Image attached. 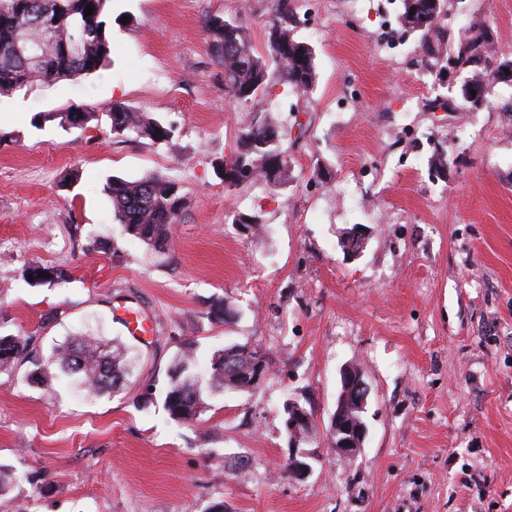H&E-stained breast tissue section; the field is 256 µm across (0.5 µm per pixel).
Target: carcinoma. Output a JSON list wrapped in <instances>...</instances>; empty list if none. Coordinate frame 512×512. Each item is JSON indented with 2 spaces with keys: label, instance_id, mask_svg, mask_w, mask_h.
I'll return each instance as SVG.
<instances>
[{
  "label": "carcinoma",
  "instance_id": "cac0c4a2",
  "mask_svg": "<svg viewBox=\"0 0 512 512\" xmlns=\"http://www.w3.org/2000/svg\"><path fill=\"white\" fill-rule=\"evenodd\" d=\"M402 2V23L422 33L427 50L435 49L438 56H443L442 47L431 45V38L439 30L437 22L443 0H432L427 9L420 0ZM88 5L93 7L90 16L84 13ZM111 10L112 0H0V95L37 83L50 85L87 77L103 69L112 54ZM19 12L32 22L53 17L62 20V30L54 43L39 49L37 60L33 62L16 54L15 46L22 42V33L12 25V19ZM293 24L290 0H274L267 27L269 55L263 59L255 55L241 20L222 15L206 19L210 47L224 71L226 94L239 103H248L278 81H285L301 91L314 84L312 48L294 37ZM75 30L82 37L83 49L71 55L63 51L62 44L70 41ZM490 45L486 30L476 27L462 30L448 45V55L454 58L456 65L472 68L470 87L463 88L462 95L474 110L488 100L497 76L506 69L512 72V60L499 62L491 71L486 69ZM108 116L112 134L117 137L134 133L156 144L172 137V128L145 112L114 104L108 109ZM279 140V125L270 116L245 127L239 136L237 151L224 172L226 187L257 180L273 186L287 184L290 171L279 150ZM105 192L112 199L113 219L127 234L155 250L165 249L171 226L176 223L175 202L187 201L173 179L161 173L136 181L114 177L107 181ZM41 272L46 277H40ZM29 274L35 283L54 284L67 277L65 271L48 267L33 268ZM261 354L263 348L258 345L229 343L213 351L200 373L195 371L194 345L184 343L169 368L170 385L164 397L169 415L182 423L194 422L204 408V390H245ZM53 358L63 374L77 377L79 385L94 395L119 390L133 367L129 350L123 343L90 334L71 337L55 349ZM26 363L34 366L26 372V380L47 384L48 371L31 356L28 340L20 336H0V372H11Z\"/></svg>",
  "mask_w": 512,
  "mask_h": 512
}]
</instances>
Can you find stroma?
Segmentation results:
<instances>
[{"instance_id":"35a3bbf8","label":"stroma","mask_w":512,"mask_h":512,"mask_svg":"<svg viewBox=\"0 0 512 512\" xmlns=\"http://www.w3.org/2000/svg\"><path fill=\"white\" fill-rule=\"evenodd\" d=\"M272 5L112 0L108 67L0 97V334L32 338L42 361L83 332L138 354L102 395L57 371L40 386L0 373V472L13 477L0 512H512V82L469 110L470 70L426 54L401 0H293L313 88L282 82L237 104L205 21L242 18L263 57ZM440 24L452 39L484 27L493 59H512V0H445ZM115 104L171 139L114 137ZM71 106L92 110L86 128L62 126ZM266 116L291 180L225 187L217 164ZM154 172L188 200L161 252L124 232L103 190ZM356 224L350 255L339 240ZM33 265L69 278L28 283ZM219 300L229 322L211 314ZM129 306L152 319L150 339L128 334ZM186 338L203 364L229 342L261 345L270 373L173 420L161 392ZM348 365L369 386L352 458L326 436ZM289 400L313 412L301 480L286 468Z\"/></svg>"}]
</instances>
